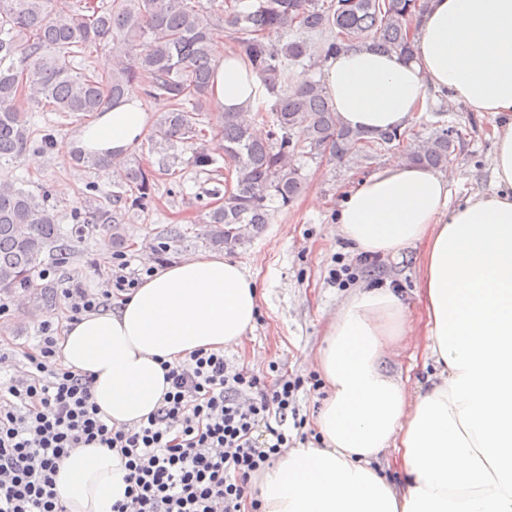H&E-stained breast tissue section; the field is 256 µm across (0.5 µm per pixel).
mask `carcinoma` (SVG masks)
Masks as SVG:
<instances>
[{"label":"carcinoma","instance_id":"obj_1","mask_svg":"<svg viewBox=\"0 0 512 512\" xmlns=\"http://www.w3.org/2000/svg\"><path fill=\"white\" fill-rule=\"evenodd\" d=\"M424 0H0V161H13L32 147L46 149L51 138L33 136L21 97L50 112H107L129 96L170 104L151 136L157 163L172 171L176 143L205 140L206 101L213 74L211 43L225 33L233 51L262 78L272 114L267 134L254 130L241 112L220 115L224 162L236 186L210 210L204 240L231 249L245 233H259L271 220L270 203L284 208L304 190L292 164L299 153L341 161L354 152L405 139L397 130L376 135L341 127L326 88L315 80L286 87L288 68L313 59L310 37L326 35L323 50L333 55L347 45L369 44L404 57L412 54L411 26ZM112 63L101 70L75 67L93 51ZM193 103V110L184 108ZM458 136L443 128L409 152L429 169L447 166ZM80 163L105 172L112 160L73 152ZM125 186L109 203L86 201L89 224L112 225L116 246L124 244L126 212L152 199L153 166L128 155ZM57 213L43 198L11 182H0V291L28 287L45 252L59 246Z\"/></svg>","mask_w":512,"mask_h":512}]
</instances>
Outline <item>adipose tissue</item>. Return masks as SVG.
Returning <instances> with one entry per match:
<instances>
[{
    "label": "adipose tissue",
    "mask_w": 512,
    "mask_h": 512,
    "mask_svg": "<svg viewBox=\"0 0 512 512\" xmlns=\"http://www.w3.org/2000/svg\"><path fill=\"white\" fill-rule=\"evenodd\" d=\"M213 63L217 112L248 110L264 94L223 45ZM323 76L340 124L370 134L404 129L433 91L491 113L493 189L453 207L445 174L397 158L348 190L338 225L352 252L398 260L420 249L424 319L387 286L360 287L341 305L316 355L321 443L289 449L266 471L260 512H512V0H427L412 58L353 45L325 59ZM150 121L139 101L124 102L86 124L75 146L121 157ZM258 303L244 267L200 253L69 323L56 361L90 376L104 421L134 425L161 403L166 366L242 345ZM397 336L424 338L436 368L414 397L384 366ZM381 456L399 482L373 467ZM125 474L118 451L79 448L56 488L66 512H112Z\"/></svg>",
    "instance_id": "adipose-tissue-1"
}]
</instances>
